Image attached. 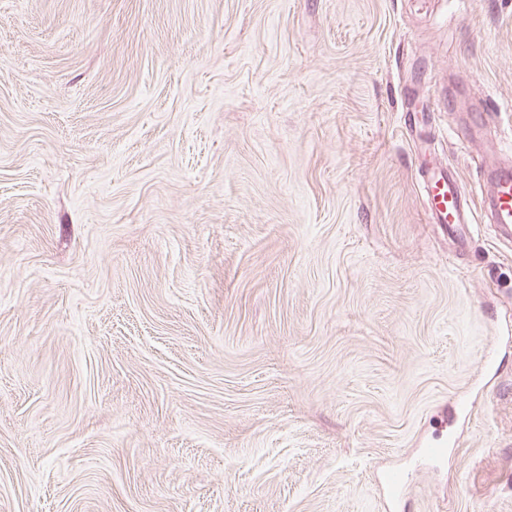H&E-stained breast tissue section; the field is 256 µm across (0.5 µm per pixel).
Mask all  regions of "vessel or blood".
<instances>
[{"label": "vessel or blood", "instance_id": "1", "mask_svg": "<svg viewBox=\"0 0 512 512\" xmlns=\"http://www.w3.org/2000/svg\"><path fill=\"white\" fill-rule=\"evenodd\" d=\"M425 213L430 223L463 238L473 224H491L499 241L512 246V165L501 164L486 174L488 193L483 207H476L456 169L427 168L421 172Z\"/></svg>", "mask_w": 512, "mask_h": 512}]
</instances>
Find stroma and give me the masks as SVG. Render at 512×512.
<instances>
[{
  "label": "stroma",
  "instance_id": "1",
  "mask_svg": "<svg viewBox=\"0 0 512 512\" xmlns=\"http://www.w3.org/2000/svg\"><path fill=\"white\" fill-rule=\"evenodd\" d=\"M430 160L512 161V0H0V512H512Z\"/></svg>",
  "mask_w": 512,
  "mask_h": 512
}]
</instances>
